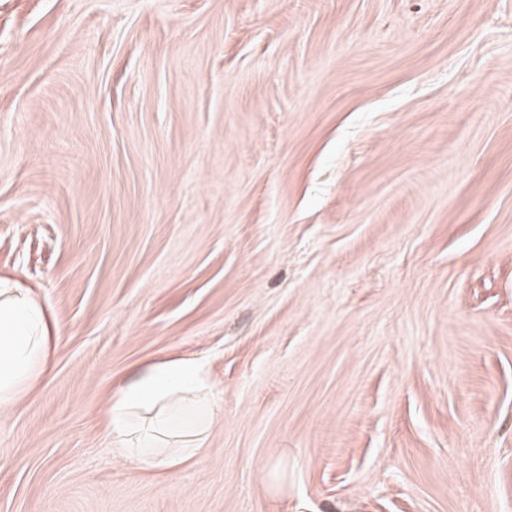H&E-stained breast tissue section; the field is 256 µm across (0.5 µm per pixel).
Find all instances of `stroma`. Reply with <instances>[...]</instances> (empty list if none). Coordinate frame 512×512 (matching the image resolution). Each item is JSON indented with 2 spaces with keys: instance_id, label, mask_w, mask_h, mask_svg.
I'll return each instance as SVG.
<instances>
[{
  "instance_id": "35a3bbf8",
  "label": "stroma",
  "mask_w": 512,
  "mask_h": 512,
  "mask_svg": "<svg viewBox=\"0 0 512 512\" xmlns=\"http://www.w3.org/2000/svg\"><path fill=\"white\" fill-rule=\"evenodd\" d=\"M0 269V512H512V0H0ZM177 355L145 475L108 396ZM54 325L39 292L0 273V410L11 408L48 370ZM217 412L207 365L173 358L138 369L109 398L107 427L139 471L166 470L203 447ZM172 438L183 445L178 455L162 449Z\"/></svg>"
}]
</instances>
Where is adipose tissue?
<instances>
[{"label":"adipose tissue","instance_id":"1","mask_svg":"<svg viewBox=\"0 0 512 512\" xmlns=\"http://www.w3.org/2000/svg\"><path fill=\"white\" fill-rule=\"evenodd\" d=\"M54 325L39 292L0 273V410L11 408L48 370ZM217 408L206 364L173 358L138 369L109 399L107 427L141 471L174 468L204 443ZM178 439V454L164 446Z\"/></svg>","mask_w":512,"mask_h":512}]
</instances>
